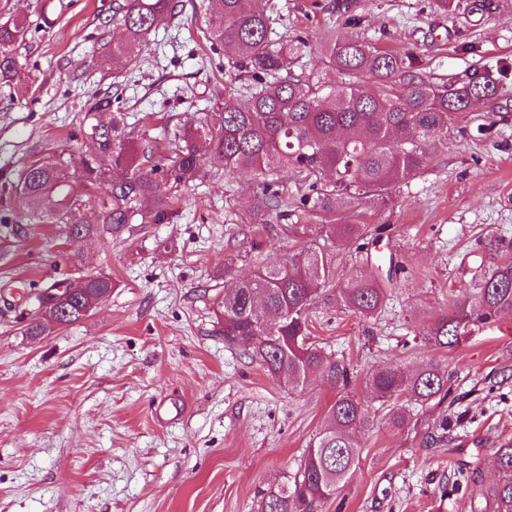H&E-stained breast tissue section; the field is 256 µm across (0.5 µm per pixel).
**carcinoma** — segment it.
<instances>
[{
  "label": "carcinoma",
  "mask_w": 512,
  "mask_h": 512,
  "mask_svg": "<svg viewBox=\"0 0 512 512\" xmlns=\"http://www.w3.org/2000/svg\"><path fill=\"white\" fill-rule=\"evenodd\" d=\"M209 15L207 39L224 48L231 68L250 74L248 101L203 114L198 125L174 143V164L140 167L139 149L130 142L123 114L112 110V96L94 98L79 122L86 147L81 177L87 196L100 207L102 222L80 224L74 219L84 201L70 197V189L49 158L27 164L18 182L5 180L14 198L40 223L65 224L83 235L119 238L136 217L144 224H163L172 213L174 196L160 188V180L175 185L200 177L208 146L224 173L252 172L259 179L253 220H288L282 209L280 179L286 171L309 183L298 210L331 212L364 198H387L400 183L423 166L426 142L448 135V125L469 109L472 99H494L498 81L486 75L466 77L438 86L409 74V64L396 53L380 50L359 36L329 34L323 45L324 69L317 76L290 72L302 57L301 36L271 38L272 16L259 0H205ZM179 13V0H120L113 14L120 17L124 38L112 44V66L138 52L150 33L166 17ZM23 20L0 24V84L19 77L16 47L26 40ZM375 80L369 90L366 80ZM328 173L332 182L318 186L312 177ZM106 185V195L98 189ZM344 241L368 235L361 224H326ZM332 276L331 262L313 248L291 253L279 264L262 267L252 276L233 282L224 291V340L241 345L262 368L287 386L306 385L322 377L339 393L330 405L324 428L303 454L297 471L265 493L262 512H315L336 496L354 476L362 446L361 434L374 425L372 402L392 404L390 421L399 428L409 421L407 402L426 403L450 393L448 374L429 361L412 373L398 368L379 370L368 378L372 400L362 401L349 390L350 364L332 357L310 341L309 310L317 287ZM353 278L340 289L344 306L372 318L389 300L392 276ZM112 278L82 277L72 287L62 312L63 326L82 317L89 298L111 294ZM512 313V263H504L473 290L459 291L448 314L435 321L429 340L454 348L471 327ZM499 479L483 497L492 512H512V440L495 449Z\"/></svg>",
  "instance_id": "obj_1"
}]
</instances>
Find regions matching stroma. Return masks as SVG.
Returning a JSON list of instances; mask_svg holds the SVG:
<instances>
[{"mask_svg": "<svg viewBox=\"0 0 512 512\" xmlns=\"http://www.w3.org/2000/svg\"><path fill=\"white\" fill-rule=\"evenodd\" d=\"M112 0H0V22L31 30L16 51L20 80L0 84V174L17 179L43 157L61 161L75 194L85 101L119 86L134 142L151 146L143 167L170 164L173 135L224 103L248 76L228 68L205 38L203 0H181L123 68L101 58L123 27ZM263 0L275 35L308 42L305 75L323 68L328 29L403 55L433 83L500 74V93L432 138L421 170L391 200L337 211L336 224H388L390 236L354 244L255 224L252 173L175 188L162 224L128 225L117 239H71L63 225L29 223L0 199V512H260L265 492L297 469L325 424L337 389L315 379L292 388L221 333L224 290L289 250L332 257L309 314L312 341L350 363L351 390L369 399L376 370L411 371L434 360L454 403L411 405L402 428L377 406L353 479L318 512H485L482 490L498 479L494 451L512 438V315L473 328L453 349L436 348L430 325L447 314L474 273L512 262V0L445 11L436 0ZM485 133H478V126ZM401 265L377 318L343 305L340 288L368 264ZM106 274L112 294L84 320L41 336L26 332L24 292ZM464 414L439 436L442 418ZM459 480L439 499L440 477Z\"/></svg>", "mask_w": 512, "mask_h": 512, "instance_id": "1", "label": "stroma"}]
</instances>
